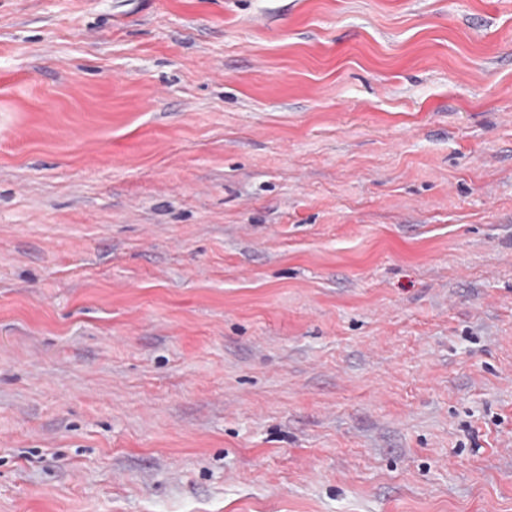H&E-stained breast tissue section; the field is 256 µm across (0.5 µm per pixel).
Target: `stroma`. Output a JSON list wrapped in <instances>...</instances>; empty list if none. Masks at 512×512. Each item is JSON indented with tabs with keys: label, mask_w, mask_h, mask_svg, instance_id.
Here are the masks:
<instances>
[{
	"label": "stroma",
	"mask_w": 512,
	"mask_h": 512,
	"mask_svg": "<svg viewBox=\"0 0 512 512\" xmlns=\"http://www.w3.org/2000/svg\"><path fill=\"white\" fill-rule=\"evenodd\" d=\"M0 512H512V0H0Z\"/></svg>",
	"instance_id": "1"
}]
</instances>
